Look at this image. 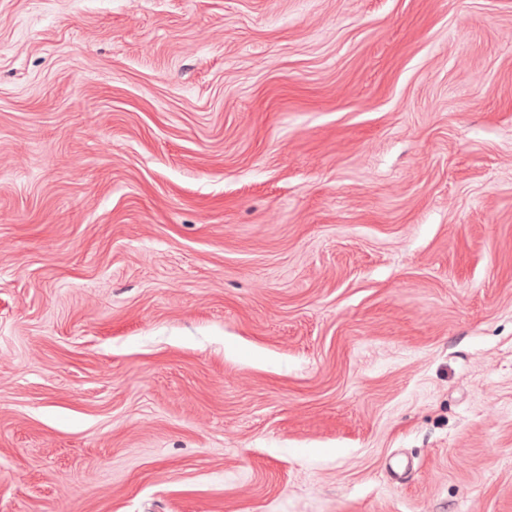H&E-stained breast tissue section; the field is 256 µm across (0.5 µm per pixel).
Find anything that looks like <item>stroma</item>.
<instances>
[{"instance_id":"stroma-1","label":"stroma","mask_w":512,"mask_h":512,"mask_svg":"<svg viewBox=\"0 0 512 512\" xmlns=\"http://www.w3.org/2000/svg\"><path fill=\"white\" fill-rule=\"evenodd\" d=\"M0 512H512V0H0Z\"/></svg>"}]
</instances>
